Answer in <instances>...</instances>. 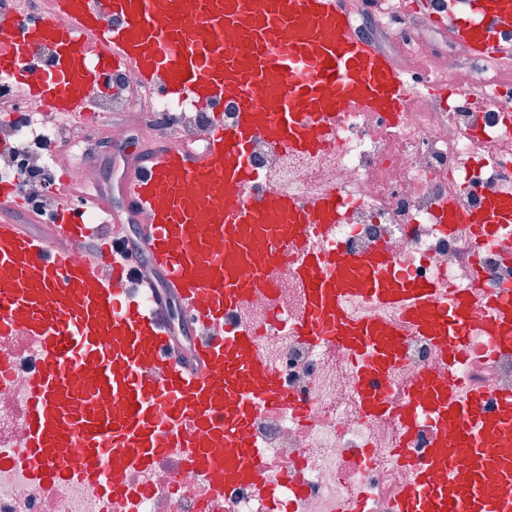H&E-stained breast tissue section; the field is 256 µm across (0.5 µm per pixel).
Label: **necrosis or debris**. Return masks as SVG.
<instances>
[{
	"label": "necrosis or debris",
	"mask_w": 512,
	"mask_h": 512,
	"mask_svg": "<svg viewBox=\"0 0 512 512\" xmlns=\"http://www.w3.org/2000/svg\"><path fill=\"white\" fill-rule=\"evenodd\" d=\"M434 26L413 17L408 25L385 24L396 45L400 65L412 70L416 57L427 67L420 86L398 125H388L373 112H348L336 133V146L310 157L257 149V164L271 182L305 195L329 188L349 198L336 226V242L348 254L362 255L386 246L400 273L429 277L452 288H477L487 295L512 288V224L504 226L484 248H475L468 225L456 233L443 231L437 207L447 198L469 211L485 195H512V87L490 78L489 59L474 57L461 44L433 39ZM467 68L473 82L447 110H439L432 87ZM10 123L0 124V138L14 139L21 154L0 163V183L22 184L25 195L43 193L29 172L54 171L64 180L93 186L95 166L78 152L44 154L42 145L58 140L55 113L23 98L13 101ZM268 299L258 294L243 315L256 332V353L280 377L301 410L262 412L252 433L260 443L257 487L212 492L188 466L160 462L129 471L128 491L118 502L78 481L36 485L14 459L23 437L24 380L36 359L17 336H0V352L9 358L11 381L0 387V512H269L260 487L274 486L281 512H341L345 503L361 499L367 512H392L391 501L410 478L393 450L402 441L388 422L371 419L357 396L350 355L341 349L310 347L268 321ZM405 364L390 379L391 402L405 400L414 380L442 371L433 346L424 338L406 340ZM487 398L512 390V354L495 355L480 329H473L466 353L454 373L472 379Z\"/></svg>",
	"instance_id": "1"
}]
</instances>
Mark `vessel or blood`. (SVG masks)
I'll list each match as a JSON object with an SVG mask.
<instances>
[{
    "mask_svg": "<svg viewBox=\"0 0 512 512\" xmlns=\"http://www.w3.org/2000/svg\"><path fill=\"white\" fill-rule=\"evenodd\" d=\"M447 20L450 40L512 61V0H410ZM65 23L0 14V79L35 105L86 117L87 78L124 72L138 86L212 115L203 146L156 142L116 182L113 230L137 222L164 285L130 287L132 263L109 245L84 248L102 225L92 206L60 202L47 235L0 220V335L37 358L23 389L24 462L37 479L76 476L120 495L128 471L180 449L218 491L255 481L250 435L259 409L287 391L256 354L238 317L265 292L275 318L312 346L347 350L366 413L410 437L431 434L393 512H512V391L487 406L479 387L427 373L392 407L385 380L407 337H425L449 366L473 322L512 353V295L484 300L398 272L382 247L352 257L336 245L344 205L333 189L304 197L273 185L254 148L309 155L334 146L346 110L398 120L415 86L361 37L348 0H61ZM65 51L42 71L33 43ZM439 220L472 225L478 243L512 223V199L484 219L441 207ZM290 268L302 301L289 314L278 275ZM368 300L377 315L360 314Z\"/></svg>",
    "mask_w": 512,
    "mask_h": 512,
    "instance_id": "vessel-or-blood-1",
    "label": "vessel or blood"
}]
</instances>
